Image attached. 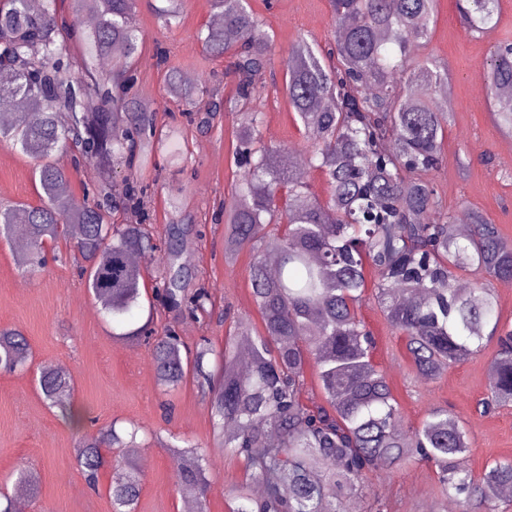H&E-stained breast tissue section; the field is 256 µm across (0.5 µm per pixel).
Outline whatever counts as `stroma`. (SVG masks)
Segmentation results:
<instances>
[{
	"mask_svg": "<svg viewBox=\"0 0 512 512\" xmlns=\"http://www.w3.org/2000/svg\"><path fill=\"white\" fill-rule=\"evenodd\" d=\"M159 2L139 0L137 21L148 40L137 71L138 86L159 124H185V115L174 110L166 93L163 71L153 64L156 48H165L181 73L200 74L202 83L216 88L220 96L233 94L234 84L224 75L225 60L208 56L197 38L199 29L211 21L208 0H188L180 26L171 31L158 23L154 8ZM251 5L273 40L275 78L252 102L253 109L266 116L262 139L305 155L306 137L293 121L282 76L288 49L297 39L322 46L334 42L329 2L251 0ZM508 37L512 0H502L498 25L478 38L463 24L456 0H438L426 50L448 62L454 102L442 162L432 174L440 207L452 217L479 211L512 238V135L496 127L488 95L478 90L473 77L474 66L487 63L490 47ZM235 129V119L228 116L217 117L204 132L188 126L191 164L183 170L169 167L145 174L156 182L147 201L155 231L169 222L168 197L174 189L181 191L185 210L201 231L189 245L193 258L188 266L209 291L211 317H182L161 306L156 309L158 324L174 327L191 349L204 337L222 346L225 318L259 319L247 281L250 254L240 253L232 262L224 259L222 208L244 176L232 158ZM18 201L39 202L32 166L18 150L0 142V204ZM54 252L55 259L31 275L18 268L13 241H0V327L22 330L31 345L29 370L0 371V477L22 464L37 473L36 487L27 491V512H112L107 493L112 467L100 471L97 486L88 484L75 461L81 429L62 421L35 388L33 368L52 363L65 366L76 386L74 404L87 418L100 426L134 422L149 432V439L131 451L143 475L136 512H183L186 499L175 487L179 462L161 440L174 434L209 445L213 430L208 405L191 379L163 394L155 382L149 347L113 340L78 273L73 242H59ZM359 314L374 337V360L388 376L404 425L417 426L430 408L441 405L469 430L468 464L474 474H482L494 461L512 458V405L483 417L477 413L487 394L494 345L452 365L441 379L426 381L414 371L403 341L392 333L373 299L363 302ZM241 477L237 459L213 453L207 474L208 512H230L229 490ZM445 503L433 469L410 463L400 469L376 466L350 506L355 512H374L379 504L384 512H442Z\"/></svg>",
	"mask_w": 512,
	"mask_h": 512,
	"instance_id": "stroma-1",
	"label": "stroma"
}]
</instances>
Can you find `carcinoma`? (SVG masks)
<instances>
[{
  "label": "carcinoma",
  "instance_id": "cac0c4a2",
  "mask_svg": "<svg viewBox=\"0 0 512 512\" xmlns=\"http://www.w3.org/2000/svg\"><path fill=\"white\" fill-rule=\"evenodd\" d=\"M138 0H0V105L37 104L34 113L0 126L34 162L40 203L0 206V238L17 224L29 249L17 258L25 273L46 262V249L78 225L75 248L81 275L100 314L112 320V338L151 346L158 386L170 391L197 378L210 407L215 448L243 462L244 478L231 494L232 512H345L378 460L411 461L435 468L445 496L459 512H497L498 490L512 486V460L497 461L479 478L468 467V429L444 407H433L420 426L405 428L386 373L373 359V339L359 314L372 297L390 328L404 340L407 357L425 380L496 341L488 396L482 411L512 403V326L500 324L491 280L512 279V241L479 211L472 232L458 236L441 211L429 179L441 161L448 117L434 97L448 80V63L421 49L430 41L437 0H329L334 46L323 50L305 38L291 45L284 73L288 105L308 146L298 168L282 148L262 143L265 114L249 108L266 88L272 41L250 0H209L226 26L198 32L212 57L230 58L235 92L218 96L207 85H188L167 55L153 56L165 70L169 98L203 128L215 113L235 116L234 158L246 167L224 201V257L252 254L250 296L261 327L247 320L225 330L224 348L202 339L194 354L171 330L153 336L151 321L132 315L154 296L179 315L206 312L210 294L182 262L184 242L198 233L179 195L168 199L165 264L153 288L129 257L151 256L158 245L146 199L149 185L135 173L157 166L156 157L184 167L183 130L157 125L156 111L141 101L134 72L147 41L137 23ZM472 36L498 23L501 0H458ZM98 16L93 26L78 20ZM165 27L180 24L183 0L155 8ZM80 48V56L69 47ZM489 104L495 124L512 134V42L491 47ZM77 151L100 172L92 203L75 205L58 192L63 172L48 158ZM128 172L124 195H112V174ZM326 183L321 198L309 173ZM427 213L431 221L419 222ZM279 244L264 247L270 231ZM475 275L474 287L456 288L458 273ZM29 340L0 328V369H24ZM313 370L324 404L301 398ZM37 382L48 407L69 424L84 417L72 401L74 382L50 365ZM139 427L118 433L116 424L83 435L76 462L90 485L108 464L113 512H135L142 476L124 453ZM181 460L178 492L207 512L205 491L211 452L190 442L166 443Z\"/></svg>",
  "mask_w": 512,
  "mask_h": 512
}]
</instances>
